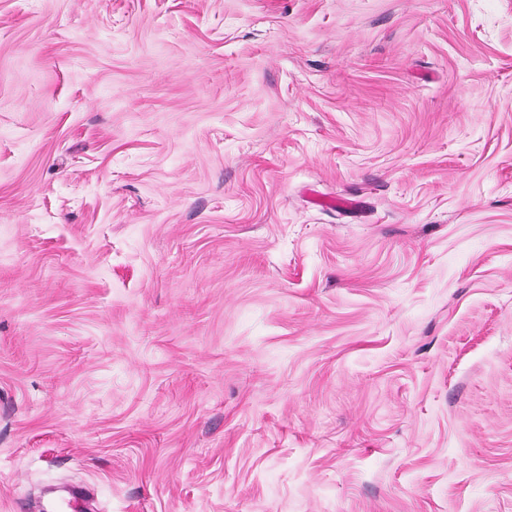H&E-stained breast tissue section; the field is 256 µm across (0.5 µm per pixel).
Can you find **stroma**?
<instances>
[{"mask_svg": "<svg viewBox=\"0 0 512 512\" xmlns=\"http://www.w3.org/2000/svg\"><path fill=\"white\" fill-rule=\"evenodd\" d=\"M66 483L512 512V0H0V512Z\"/></svg>", "mask_w": 512, "mask_h": 512, "instance_id": "1", "label": "stroma"}]
</instances>
